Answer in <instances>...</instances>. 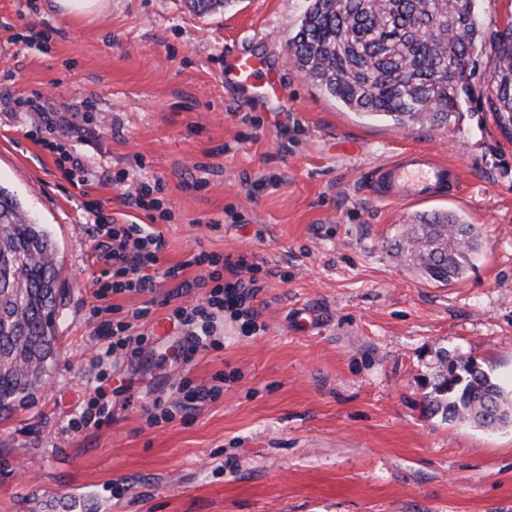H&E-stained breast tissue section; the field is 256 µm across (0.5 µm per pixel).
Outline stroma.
<instances>
[{
  "mask_svg": "<svg viewBox=\"0 0 512 512\" xmlns=\"http://www.w3.org/2000/svg\"><path fill=\"white\" fill-rule=\"evenodd\" d=\"M52 3L0 0V186L49 229L67 288L44 388L0 421V512H512V426L422 408L459 357L512 383V138L490 113L467 102L430 128L347 109L289 56L305 0L209 15L110 0L85 18ZM240 53L287 99L225 79ZM35 91L90 123L65 149L110 181L68 173L40 115L13 110ZM419 150L455 168L461 189L406 205L372 193L378 166ZM122 174L159 182V208L125 206ZM99 209L150 225L163 265L185 263L188 280L201 274L194 253L254 257L271 272L255 301L264 330L227 320L222 349L176 359L174 283L96 298ZM424 211L478 225L464 279L428 282L394 256L400 225ZM119 321L148 342L103 382L99 327ZM184 380L220 395L150 424L146 405ZM98 400L109 424L73 428Z\"/></svg>",
  "mask_w": 512,
  "mask_h": 512,
  "instance_id": "obj_1",
  "label": "stroma"
}]
</instances>
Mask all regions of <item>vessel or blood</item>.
I'll return each mask as SVG.
<instances>
[{
	"mask_svg": "<svg viewBox=\"0 0 512 512\" xmlns=\"http://www.w3.org/2000/svg\"><path fill=\"white\" fill-rule=\"evenodd\" d=\"M262 72L261 62L248 55L236 58L229 69L232 79L243 86L254 84ZM458 179V173L433 154L412 152L379 166L371 187L377 196L388 201L413 203L429 200Z\"/></svg>",
	"mask_w": 512,
	"mask_h": 512,
	"instance_id": "vessel-or-blood-1",
	"label": "vessel or blood"
}]
</instances>
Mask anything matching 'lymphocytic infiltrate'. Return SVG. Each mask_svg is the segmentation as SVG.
Returning <instances> with one entry per match:
<instances>
[{
    "label": "lymphocytic infiltrate",
    "mask_w": 512,
    "mask_h": 512,
    "mask_svg": "<svg viewBox=\"0 0 512 512\" xmlns=\"http://www.w3.org/2000/svg\"><path fill=\"white\" fill-rule=\"evenodd\" d=\"M14 104L41 113L46 129L62 132L68 139L81 142L88 135L87 129L73 122L70 116L47 108L40 95L15 99ZM93 234L101 258L112 267V292L151 294L163 280L177 282L182 290L208 288L209 293L202 302L191 306L177 305L169 313L170 320L183 331V358H191L198 351L217 346L216 323L223 317L240 321L245 335L259 331L254 301L262 292L265 282L258 276L259 265L251 262L246 254H194L190 262L203 268L204 274L190 281L183 279L182 265L161 267V237L147 231L144 225L115 224L100 213L94 221ZM157 266L162 269L158 275L153 272Z\"/></svg>",
    "instance_id": "f902f5d3"
}]
</instances>
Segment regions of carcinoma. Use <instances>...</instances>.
Segmentation results:
<instances>
[{
  "instance_id": "obj_1",
  "label": "carcinoma",
  "mask_w": 512,
  "mask_h": 512,
  "mask_svg": "<svg viewBox=\"0 0 512 512\" xmlns=\"http://www.w3.org/2000/svg\"><path fill=\"white\" fill-rule=\"evenodd\" d=\"M233 0H188L198 14ZM442 30L430 38L427 31ZM489 46V80L474 92L470 62ZM295 66L319 90L366 117L445 125L478 97L512 136V21L485 29L473 0H306L288 44ZM480 246L475 224L420 213L395 250L429 281L459 280ZM65 283L50 233L0 187V420L25 406L48 375ZM431 415L483 428L512 423V390L470 360L450 362L424 395Z\"/></svg>"
}]
</instances>
